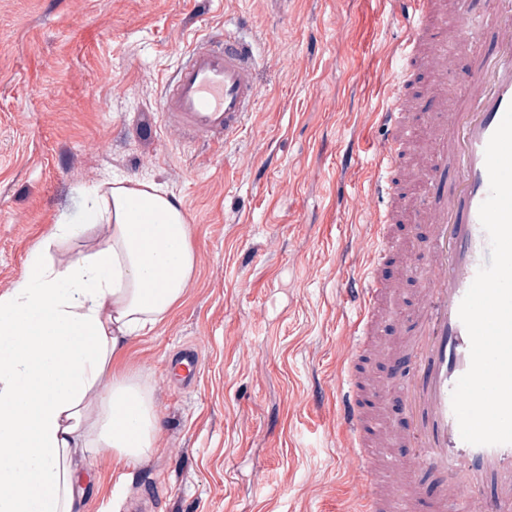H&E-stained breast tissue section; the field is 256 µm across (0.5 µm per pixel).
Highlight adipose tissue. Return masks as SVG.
Instances as JSON below:
<instances>
[{"instance_id":"1","label":"adipose tissue","mask_w":512,"mask_h":512,"mask_svg":"<svg viewBox=\"0 0 512 512\" xmlns=\"http://www.w3.org/2000/svg\"><path fill=\"white\" fill-rule=\"evenodd\" d=\"M81 223L63 220L0 293V512H81V467L108 448L148 460L163 429L126 363L131 343L182 302L195 270L179 203L147 182L91 188ZM107 223V240L61 262L51 250Z\"/></svg>"}]
</instances>
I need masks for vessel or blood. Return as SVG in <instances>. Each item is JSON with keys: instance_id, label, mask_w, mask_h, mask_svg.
Segmentation results:
<instances>
[{"instance_id": "obj_1", "label": "vessel or blood", "mask_w": 512, "mask_h": 512, "mask_svg": "<svg viewBox=\"0 0 512 512\" xmlns=\"http://www.w3.org/2000/svg\"><path fill=\"white\" fill-rule=\"evenodd\" d=\"M407 31L406 65L396 101L381 115L387 136L380 147L385 175L375 178L378 247L363 279L346 291L358 311L350 358L341 378L339 412L348 431L347 451L364 478L358 512H512V444L476 446L461 438L452 410L457 380L470 366V339L459 306L479 267L489 260V240L479 207L489 193L486 145L512 105V0H397ZM490 30L474 37L472 23ZM456 29L470 59V78L459 105L442 110L448 82L449 29ZM424 71L429 95L412 99V75ZM249 44L224 34L194 38L176 76L163 92V112L195 137L231 138L254 111L258 89ZM427 227L423 265L399 252L395 227ZM399 258L403 274H418L419 296L404 315L402 374L389 391L368 382L388 300L397 289L381 270ZM393 396L404 426L380 431L367 403ZM412 449L410 459L388 455L391 444Z\"/></svg>"}]
</instances>
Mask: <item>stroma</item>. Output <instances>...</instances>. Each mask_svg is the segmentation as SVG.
Returning <instances> with one entry per match:
<instances>
[{
	"label": "stroma",
	"mask_w": 512,
	"mask_h": 512,
	"mask_svg": "<svg viewBox=\"0 0 512 512\" xmlns=\"http://www.w3.org/2000/svg\"><path fill=\"white\" fill-rule=\"evenodd\" d=\"M227 29L253 47L258 106L230 141L200 140L166 124L163 89L195 36ZM404 37L390 0H0V293L106 180L171 191L192 229L183 304L129 353L157 448L124 482L98 449L82 512H355L345 287L369 262Z\"/></svg>",
	"instance_id": "1"
}]
</instances>
